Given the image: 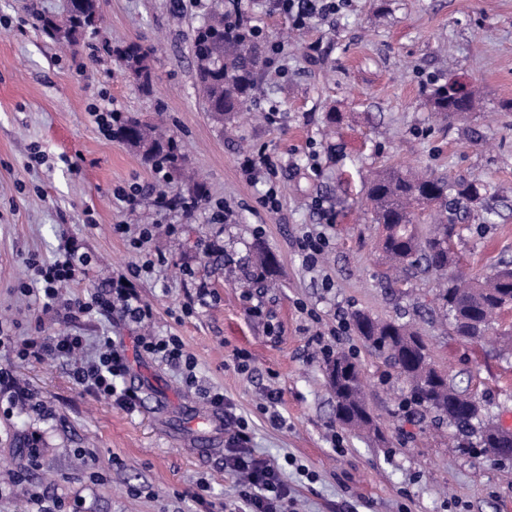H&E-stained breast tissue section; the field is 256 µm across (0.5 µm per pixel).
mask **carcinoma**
Returning a JSON list of instances; mask_svg holds the SVG:
<instances>
[{
	"label": "carcinoma",
	"mask_w": 512,
	"mask_h": 512,
	"mask_svg": "<svg viewBox=\"0 0 512 512\" xmlns=\"http://www.w3.org/2000/svg\"><path fill=\"white\" fill-rule=\"evenodd\" d=\"M240 0H214L207 17L192 36L195 80L206 111L222 124L255 102L259 65L264 46L259 35L243 18ZM99 16L97 0H77L65 20L35 16L36 27L57 43L73 47L95 34L98 24L86 16ZM124 74L146 94L154 91L152 50L137 42L107 45ZM430 110L448 120H465L475 108L471 93L458 97L440 85L428 94ZM112 138L141 153L153 166L173 180L182 174L187 157L177 140L151 127L132 114L118 113L112 120ZM487 185L478 179H451L413 173L400 166L380 170L369 182L367 200L371 221L382 227L381 254L388 268L404 274L414 267L446 280L436 300L438 314L451 319L454 332L471 342L480 340L501 312L512 307V266L503 265L489 274L467 279L452 273L457 265L454 250L457 206L483 216L491 213ZM359 336L409 385L414 404L448 421L458 434L468 438L481 409L466 393L432 364L429 344L410 322L378 319L362 311L351 314ZM345 370L329 378L339 418L352 428L377 430L365 400L361 372L350 358L339 355ZM482 423L478 445L512 448V431H486Z\"/></svg>",
	"instance_id": "obj_1"
}]
</instances>
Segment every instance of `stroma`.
<instances>
[{"mask_svg": "<svg viewBox=\"0 0 512 512\" xmlns=\"http://www.w3.org/2000/svg\"><path fill=\"white\" fill-rule=\"evenodd\" d=\"M252 24L286 35L263 64L256 116L217 125L195 86L191 36L212 0H98L99 32L61 50L33 15L62 13L66 0H0V366L13 365L34 402L0 404V512H30L31 496L63 512H225L237 480L224 471V425L201 391L223 393L247 418L258 454L284 467L293 512H512V464L458 437L433 414L407 407L408 390L355 331H330L354 310L414 322L435 365L479 401L484 419L512 430V355L492 341L468 343L433 311L434 278L417 273L394 286L380 277L378 230L366 184L386 164L408 162L490 186L493 223L459 219L461 270L483 275L512 263V0H346L336 15L302 30L273 0H248ZM155 47L153 94L122 73L108 45ZM461 78L477 104L466 120H438L425 101L431 84ZM112 107L143 122L163 120L203 183L224 202L225 223L204 209L153 208L127 217L119 188L152 191L153 167L105 135L90 114ZM277 110L269 121V110ZM342 117L325 132L328 113ZM265 150L277 178L247 181L239 158ZM40 161L31 164V153ZM275 190L279 210L258 200ZM129 229H114L120 221ZM159 230L142 248L141 225ZM177 225L167 234L165 225ZM325 238L317 264L297 238ZM93 258L84 295L128 265L154 308L151 332L178 336L195 360V383L158 357L129 354L135 410L113 407L77 386L62 357L18 361L14 342L36 326L60 328L56 311L30 306L31 255L53 259L64 240ZM214 245L203 252L201 241ZM273 254L272 279L256 278L258 251ZM215 297L193 307L199 284ZM260 314H252V305ZM92 358L100 337L131 343L136 325L91 313L75 326ZM352 354L386 444L340 426L325 372L324 345ZM280 394L271 414L260 407ZM208 486L195 499L198 483Z\"/></svg>", "mask_w": 512, "mask_h": 512, "instance_id": "1", "label": "stroma"}]
</instances>
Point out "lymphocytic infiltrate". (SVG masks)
I'll return each mask as SVG.
<instances>
[{
    "mask_svg": "<svg viewBox=\"0 0 512 512\" xmlns=\"http://www.w3.org/2000/svg\"><path fill=\"white\" fill-rule=\"evenodd\" d=\"M87 265V257L67 242L59 247L56 258L51 262L30 259L29 267L42 285L38 303L43 308L62 313L69 323L94 310L111 319L136 325L153 318L152 305L140 295L137 284L139 270L134 265L129 266L126 272L113 275L90 296L64 295L63 287L81 281ZM134 342L140 352L161 356L170 366L192 374L193 358L179 337L142 334L136 336ZM84 344L83 336L69 330L49 337L38 331L20 342L17 357L22 361L39 359L47 354L68 358ZM128 374L123 341L107 336L102 339L93 359L75 364L72 376L78 386L95 398L132 410L139 402V395L137 390L126 385ZM209 400L224 411V432L227 436L224 469L246 476L239 491V512H288V486L282 478V471L271 460L256 454L251 446L252 431L247 420L236 413L223 394L210 395Z\"/></svg>",
    "mask_w": 512,
    "mask_h": 512,
    "instance_id": "lymphocytic-infiltrate-1",
    "label": "lymphocytic infiltrate"
}]
</instances>
